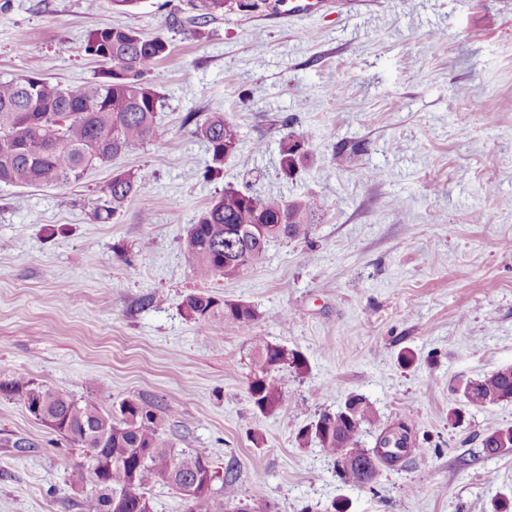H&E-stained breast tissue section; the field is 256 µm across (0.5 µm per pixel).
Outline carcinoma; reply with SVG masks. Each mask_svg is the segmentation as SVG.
Instances as JSON below:
<instances>
[{"instance_id": "carcinoma-1", "label": "carcinoma", "mask_w": 512, "mask_h": 512, "mask_svg": "<svg viewBox=\"0 0 512 512\" xmlns=\"http://www.w3.org/2000/svg\"><path fill=\"white\" fill-rule=\"evenodd\" d=\"M230 0H198L193 8L205 19L224 13ZM170 51L160 36L145 37L122 26L91 30L85 52L101 64L87 85L67 89L36 75L0 79V184L63 186L84 177L97 165L149 140L155 131L159 98L146 75ZM193 134L207 145L206 171L221 169L224 159L239 152L238 130L212 112L194 123ZM301 141L285 139L279 147L283 172L300 159ZM146 172H114L103 188L112 208L95 213L106 223L131 196L146 191ZM308 206L301 201L227 189L214 198L197 223L190 225L183 244L185 264L199 277L246 276L253 263L277 238L306 233ZM184 317L200 327L228 320L252 328L260 313L244 301H218L209 294L186 296ZM248 392L262 413L288 404L282 375L300 371L305 359L297 350L255 337ZM0 392L16 395L26 411L81 448L98 449L90 459L88 485L82 493L83 512H151L147 491L158 481L182 494L184 512H226L220 493L235 480L234 469L209 481L204 465L211 460L196 448L175 450L164 434V418L141 399L124 400L106 410L69 394L0 370ZM470 407L486 408L512 401V367L500 369L457 389ZM377 422L373 404L362 396L349 398L334 412L324 411L297 435L298 444L316 443L330 457L344 449L352 465L340 476L354 485H369L378 475V448H362L363 427ZM512 442V427L486 433L483 452L495 457Z\"/></svg>"}]
</instances>
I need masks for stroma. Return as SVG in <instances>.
Listing matches in <instances>:
<instances>
[{
    "label": "stroma",
    "instance_id": "1",
    "mask_svg": "<svg viewBox=\"0 0 512 512\" xmlns=\"http://www.w3.org/2000/svg\"><path fill=\"white\" fill-rule=\"evenodd\" d=\"M256 2L199 27L186 0H0V77L84 86L97 69L85 36L106 25L170 44L147 76L150 141L64 187L0 185V367L107 409L158 406L166 439L233 467L224 498L255 512L512 508V451L481 447L512 426V402L462 409L453 392L512 367V0H357L302 19ZM190 112L238 128L242 152L220 171L205 174ZM290 134L307 158L286 175ZM129 169L151 174L149 191L96 222L103 185ZM229 186L306 202L308 233L271 241L246 277L202 280L181 243ZM191 293L261 318L199 328L181 312ZM256 336L306 360L272 415L247 389ZM351 395L378 412L362 447L414 425L410 454L368 486L295 441ZM86 465L0 393V512H80L71 484ZM504 442L510 446L512 442V427L498 428L486 433L481 441L483 452L487 457H495L499 454L512 450V443L509 448L503 449Z\"/></svg>",
    "mask_w": 512,
    "mask_h": 512
}]
</instances>
